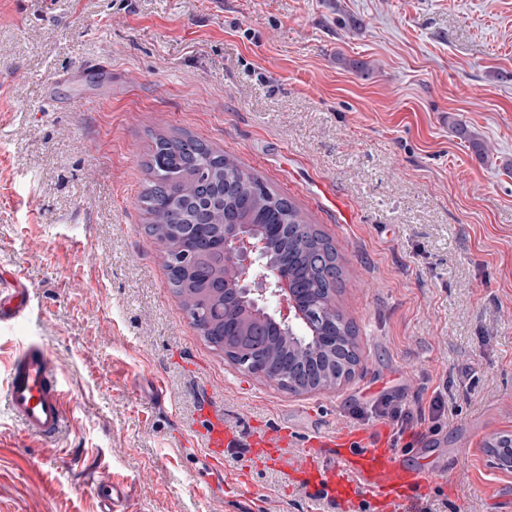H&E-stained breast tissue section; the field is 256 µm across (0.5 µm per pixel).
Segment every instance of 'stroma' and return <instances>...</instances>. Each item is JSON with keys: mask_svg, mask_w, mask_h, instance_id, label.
<instances>
[{"mask_svg": "<svg viewBox=\"0 0 512 512\" xmlns=\"http://www.w3.org/2000/svg\"><path fill=\"white\" fill-rule=\"evenodd\" d=\"M107 59L110 73L91 69ZM365 63V72L351 69ZM191 134L336 247L360 363L293 394L213 350L173 294L138 197L157 135ZM482 150H475L471 138ZM50 344L70 414L26 437L0 399V512H339L285 472L200 450L196 390L240 429L377 426L390 398L448 422L399 512H512V0H0V274ZM92 485L96 496L102 503L101 512H122V506L125 500L123 488L112 481L111 476L106 471H100L92 478Z\"/></svg>", "mask_w": 512, "mask_h": 512, "instance_id": "35a3bbf8", "label": "stroma"}]
</instances>
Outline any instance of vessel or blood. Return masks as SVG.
Here are the masks:
<instances>
[{"instance_id":"b4317fda","label":"vessel or blood","mask_w":512,"mask_h":512,"mask_svg":"<svg viewBox=\"0 0 512 512\" xmlns=\"http://www.w3.org/2000/svg\"><path fill=\"white\" fill-rule=\"evenodd\" d=\"M29 312V295L18 277L0 278V328L19 323ZM4 397L24 435L52 439L67 424V393L58 376L54 354L38 338L23 341L0 384ZM196 417L201 449L207 460L221 465L229 448H244L268 467L291 471L310 493L326 494L346 512L361 499H369L387 512L390 504L410 496L430 477L427 465L409 466L388 448L383 436L369 431L338 428L310 433L304 461L291 465L283 448L287 437L274 429L241 432L225 421L224 409L210 395L200 396ZM101 512H115L123 504L122 487L108 472L92 479Z\"/></svg>"}]
</instances>
